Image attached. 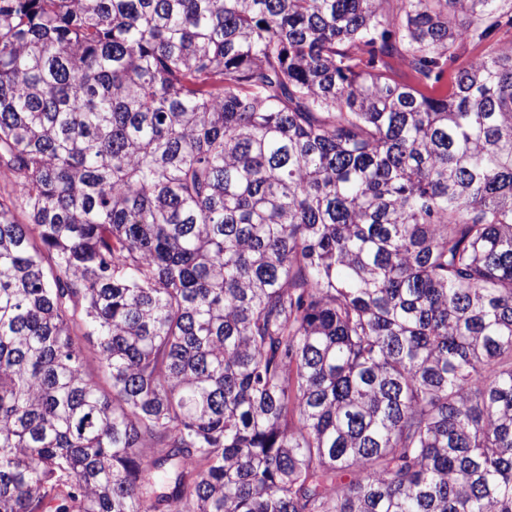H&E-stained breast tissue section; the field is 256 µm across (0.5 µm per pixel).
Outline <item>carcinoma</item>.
<instances>
[{"label": "carcinoma", "mask_w": 512, "mask_h": 512, "mask_svg": "<svg viewBox=\"0 0 512 512\" xmlns=\"http://www.w3.org/2000/svg\"><path fill=\"white\" fill-rule=\"evenodd\" d=\"M503 30L0 0V512H512Z\"/></svg>", "instance_id": "carcinoma-1"}]
</instances>
